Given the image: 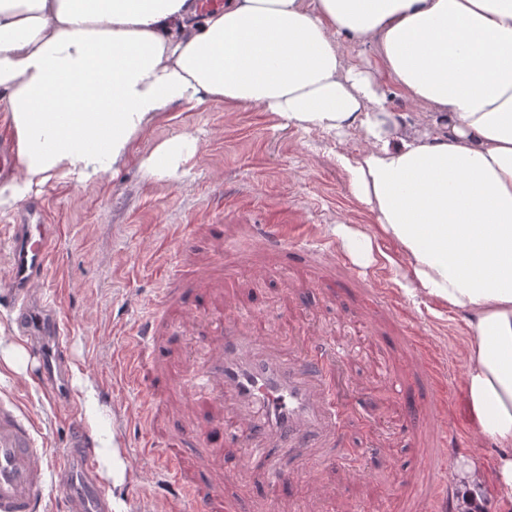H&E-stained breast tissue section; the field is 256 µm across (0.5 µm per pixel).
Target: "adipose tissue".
Here are the masks:
<instances>
[{
  "label": "adipose tissue",
  "instance_id": "obj_1",
  "mask_svg": "<svg viewBox=\"0 0 512 512\" xmlns=\"http://www.w3.org/2000/svg\"><path fill=\"white\" fill-rule=\"evenodd\" d=\"M351 40L375 46L368 68ZM389 85L426 105L416 123L387 111ZM215 102L365 129L349 174L375 232L336 234L364 262L372 235L393 240L404 293L465 317L464 413L500 454L447 481L464 512L489 486L512 512V0H0V206L100 177L161 113Z\"/></svg>",
  "mask_w": 512,
  "mask_h": 512
}]
</instances>
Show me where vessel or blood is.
Segmentation results:
<instances>
[{"instance_id":"obj_1","label":"vessel or blood","mask_w":512,"mask_h":512,"mask_svg":"<svg viewBox=\"0 0 512 512\" xmlns=\"http://www.w3.org/2000/svg\"><path fill=\"white\" fill-rule=\"evenodd\" d=\"M55 236L52 224L14 225L6 285L22 332L49 333L41 352L43 379L61 394L69 390L61 320L55 310L30 302L32 288L49 274ZM258 241L262 248L302 256L293 269L298 279L308 278L316 262L336 258L335 244L314 236L295 243L277 224L266 225ZM180 279L179 270H168L157 307L139 318L134 352L123 356L126 378L144 386V406L175 392L186 411L166 448L150 436L142 448L156 457V469L173 491L172 503L190 501L195 512H237L236 500L224 494L225 446L242 448L240 467H260L273 489L298 479L307 464L335 462L341 415L351 403L344 378L350 355L332 336L312 348L295 334L281 342L273 339L266 317L224 304L199 308L198 289L180 287ZM180 334L194 336L199 350L173 362L168 349ZM404 340L415 357L405 385L436 392L424 406L402 397L404 420L447 421V357L413 324H406ZM32 429L12 402L0 400V512L41 510L47 470ZM59 476L64 512H110L94 451L83 435L73 438Z\"/></svg>"}]
</instances>
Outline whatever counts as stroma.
<instances>
[{"mask_svg": "<svg viewBox=\"0 0 512 512\" xmlns=\"http://www.w3.org/2000/svg\"><path fill=\"white\" fill-rule=\"evenodd\" d=\"M197 138L198 149L183 159L175 175L143 167L164 141ZM367 146L362 130L334 136L319 129L282 126L271 113L251 109L225 111L214 103L203 110L162 113L140 135L135 152L117 173L89 181L53 178L34 188L45 223L57 225L53 265L38 298L53 303L66 332L71 364L70 401L53 399L38 380L39 362L15 323V300L5 288V245L10 227L18 223L17 206L0 207V399L13 401L19 413L35 424L34 438L47 458L68 448L74 424H81L96 453L99 476L112 485L116 512H169L165 491L155 482L152 461L140 443L146 432L166 438L172 418L166 402L153 409L155 420L140 419L141 391L123 376L122 353L135 332L142 308L159 300L164 270L178 263L202 272L217 261L226 239L235 238L253 260L268 265L264 279L250 271L237 274L227 292L210 294L211 302L257 304L280 317L302 320L323 336L366 318L374 335L345 369L348 388L361 401L341 421L343 446L336 463L313 464L296 481L271 491L257 471L240 472L225 489L239 496L241 512H265L276 496L279 512L290 503L301 512H396L399 489L417 495L425 486L423 462L426 436L402 430L398 399L381 374L382 367L408 373L411 352L402 336L403 318H410L432 336L447 355L452 382L450 415L445 426L452 446L441 448L448 464L475 460L488 465L499 450L486 445L474 457L460 435L472 426L463 410L464 361L457 354L468 328L462 316L435 315L427 299H408L398 284L391 260L398 246L379 237L375 260L353 262V277L322 264L317 272L336 276L340 288L323 291L315 283H290L278 254L255 249L253 224L308 227L321 238H334L337 224L371 230L374 217L351 192L346 162L360 158ZM195 227L194 245L184 249L171 234L176 225ZM383 275L392 301L373 308L362 284ZM117 452L124 469L113 486L105 461Z\"/></svg>", "mask_w": 512, "mask_h": 512, "instance_id": "stroma-1", "label": "stroma"}]
</instances>
